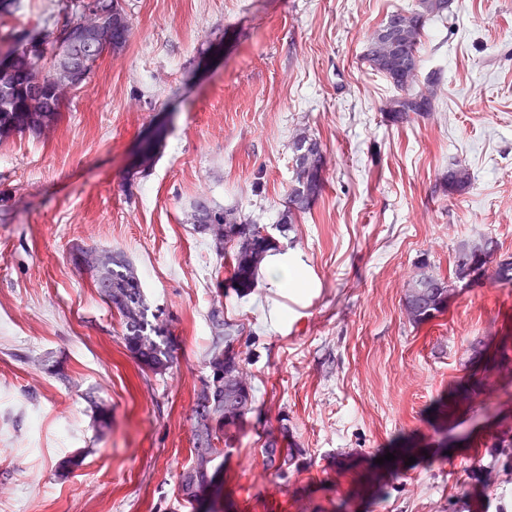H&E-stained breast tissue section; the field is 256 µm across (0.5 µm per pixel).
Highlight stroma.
Instances as JSON below:
<instances>
[{"mask_svg": "<svg viewBox=\"0 0 512 512\" xmlns=\"http://www.w3.org/2000/svg\"><path fill=\"white\" fill-rule=\"evenodd\" d=\"M121 4L125 48L62 120L0 142V512H512V285L454 282L420 325L402 306L418 264L452 280L460 240L512 254V0L427 23L415 86L433 84V112L402 124L363 53L417 0ZM300 134L325 188L281 229ZM456 162L473 179L450 194ZM202 198L270 229L304 290L263 275L237 294L189 222ZM78 245L127 255L169 332L166 374L126 351ZM216 307L244 328L256 400L220 498L186 508ZM283 426L300 451L284 474L264 451Z\"/></svg>", "mask_w": 512, "mask_h": 512, "instance_id": "obj_1", "label": "stroma"}]
</instances>
